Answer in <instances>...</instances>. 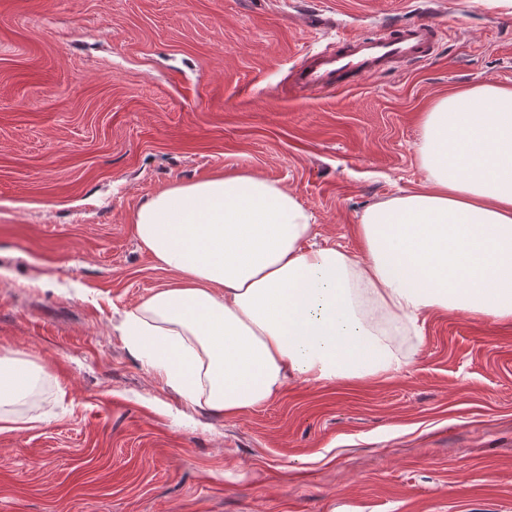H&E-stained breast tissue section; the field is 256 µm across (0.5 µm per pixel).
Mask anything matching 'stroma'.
Here are the masks:
<instances>
[{"instance_id": "stroma-1", "label": "stroma", "mask_w": 512, "mask_h": 512, "mask_svg": "<svg viewBox=\"0 0 512 512\" xmlns=\"http://www.w3.org/2000/svg\"><path fill=\"white\" fill-rule=\"evenodd\" d=\"M430 17L427 63L310 98V46ZM512 85L491 0H0V358L46 369L0 429V512H512V320L432 314L400 375L293 382L224 418L180 400L115 330L168 282L132 215L248 171L315 241L360 252L370 205L421 186L420 115Z\"/></svg>"}]
</instances>
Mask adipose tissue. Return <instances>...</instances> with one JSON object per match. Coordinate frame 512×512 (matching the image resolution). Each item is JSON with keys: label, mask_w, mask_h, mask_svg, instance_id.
<instances>
[{"label": "adipose tissue", "mask_w": 512, "mask_h": 512, "mask_svg": "<svg viewBox=\"0 0 512 512\" xmlns=\"http://www.w3.org/2000/svg\"><path fill=\"white\" fill-rule=\"evenodd\" d=\"M425 184L367 208L362 256L312 242L296 196L247 172L178 183L132 222L171 282L115 330L188 404L232 417L291 381L391 378L394 337L421 316L512 320V86L485 82L421 115ZM41 369L0 361V406L25 402Z\"/></svg>", "instance_id": "1"}]
</instances>
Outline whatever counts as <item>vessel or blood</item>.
<instances>
[{"label":"vessel or blood","instance_id":"1","mask_svg":"<svg viewBox=\"0 0 512 512\" xmlns=\"http://www.w3.org/2000/svg\"><path fill=\"white\" fill-rule=\"evenodd\" d=\"M441 34L436 21L399 18L372 35L345 36L306 53L290 73L293 88L312 94L336 90L403 65L430 60Z\"/></svg>","mask_w":512,"mask_h":512}]
</instances>
